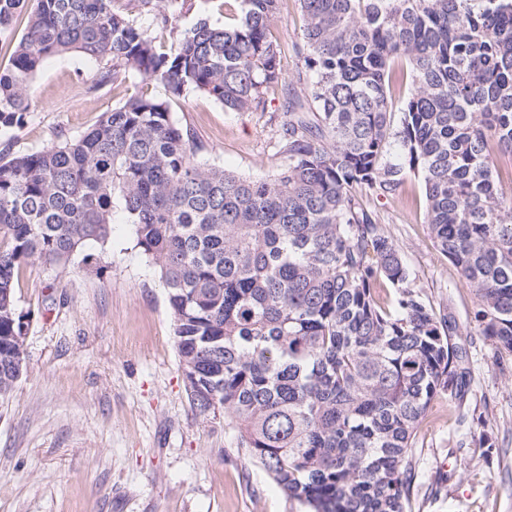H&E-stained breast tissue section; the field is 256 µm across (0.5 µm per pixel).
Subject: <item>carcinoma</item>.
<instances>
[{
  "label": "carcinoma",
  "mask_w": 512,
  "mask_h": 512,
  "mask_svg": "<svg viewBox=\"0 0 512 512\" xmlns=\"http://www.w3.org/2000/svg\"><path fill=\"white\" fill-rule=\"evenodd\" d=\"M33 2L0 0V37L28 13L0 72V127L24 126L34 76L57 55L96 61L94 88L137 73L168 98L142 87L82 135L0 151V399L31 326L15 273L106 243L120 209L166 290L195 411L235 421L240 447L310 512H408L416 429L435 398L464 401L469 375L455 321L413 286L362 194L421 179L479 333L512 355V194L498 172L512 155V0H299L301 88L280 109L282 162L258 179L200 160L170 103L191 88L265 110L285 81L271 35L282 0L185 28L187 0H160L167 51L138 22L152 0ZM395 84L409 86L397 130Z\"/></svg>",
  "instance_id": "cac0c4a2"
}]
</instances>
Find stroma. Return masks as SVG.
<instances>
[{"instance_id":"stroma-1","label":"stroma","mask_w":512,"mask_h":512,"mask_svg":"<svg viewBox=\"0 0 512 512\" xmlns=\"http://www.w3.org/2000/svg\"><path fill=\"white\" fill-rule=\"evenodd\" d=\"M303 26L299 0H283L271 32L286 83L268 90L266 111L230 112L194 90L173 104L209 164L247 177L280 164L277 110L297 85ZM95 68L75 54L46 59L36 111L21 130L0 128V149L80 135L141 84L133 74L92 89ZM365 204L468 353L465 403L434 399L417 428L409 512H512V355L478 332L475 296L424 220L420 179ZM15 296L32 323L26 368L0 401V512H307L240 448L234 421L191 407L165 291L122 212L107 243L86 242L67 265L23 263Z\"/></svg>"}]
</instances>
